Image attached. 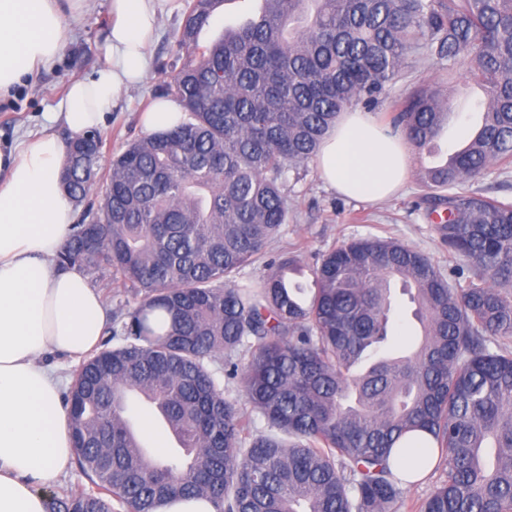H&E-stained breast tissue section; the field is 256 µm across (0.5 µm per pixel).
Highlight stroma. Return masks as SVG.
<instances>
[{
  "mask_svg": "<svg viewBox=\"0 0 512 512\" xmlns=\"http://www.w3.org/2000/svg\"><path fill=\"white\" fill-rule=\"evenodd\" d=\"M185 0H176L172 14L165 16L151 54L152 64L140 87L124 93L116 107L106 113L101 127L111 152H121L128 142L145 134L141 116L156 99L157 88L168 82L180 62L170 51L173 34L184 19ZM112 23L109 0H86L77 25L75 39L68 44L55 64L37 74L24 77L7 96L0 98V146L8 147L20 137L40 131L45 113L55 111L68 84L92 77L105 52V36ZM440 77L436 62L419 59L407 68L388 91V97L374 113L385 122L394 100L419 88H438ZM450 100L461 103L448 131L440 142L442 153L461 148L473 129L476 110L484 99L474 85L457 84L449 92ZM422 160L410 156V175L405 189L396 196L375 203L358 202L328 189L316 167H309L303 179L286 184L293 201V217L280 232V246L288 247L299 260L289 282L311 286L312 271L320 252L337 241L367 236L392 237L418 248L441 267H448V249L435 229V215L422 183Z\"/></svg>",
  "mask_w": 512,
  "mask_h": 512,
  "instance_id": "1",
  "label": "stroma"
}]
</instances>
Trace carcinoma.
I'll return each mask as SVG.
<instances>
[{
  "label": "carcinoma",
  "mask_w": 512,
  "mask_h": 512,
  "mask_svg": "<svg viewBox=\"0 0 512 512\" xmlns=\"http://www.w3.org/2000/svg\"><path fill=\"white\" fill-rule=\"evenodd\" d=\"M222 2L187 0L174 36L185 62L159 93L186 120L112 156L108 189L56 256L107 274L133 306L124 343L74 372L65 407L89 486L51 494L49 512L190 498L218 512H392V453L418 431L444 465L420 512H512V200L472 188L492 169L512 177V0H265L260 19L202 46ZM418 56L485 95L467 143L423 167L444 212L435 231L461 267L446 275L366 237L325 250L312 288L288 287L287 252L245 277L292 214L286 174L307 170L339 113L376 109ZM452 111L419 89L388 125L428 156ZM85 138L62 171L76 203L103 158L74 151ZM393 281L420 328L401 350L389 348ZM146 404L178 444L164 459L131 430Z\"/></svg>",
  "instance_id": "cac0c4a2"
}]
</instances>
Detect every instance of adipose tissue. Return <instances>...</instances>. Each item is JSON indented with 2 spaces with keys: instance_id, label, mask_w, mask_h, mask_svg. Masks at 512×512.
Segmentation results:
<instances>
[{
  "instance_id": "adipose-tissue-1",
  "label": "adipose tissue",
  "mask_w": 512,
  "mask_h": 512,
  "mask_svg": "<svg viewBox=\"0 0 512 512\" xmlns=\"http://www.w3.org/2000/svg\"><path fill=\"white\" fill-rule=\"evenodd\" d=\"M83 0H0V92L54 64L74 39ZM171 0H111L105 62L71 82L41 132L0 152V512H47L48 489L71 467L68 414L49 353L82 358L100 343L101 294L53 260L74 222L60 180L64 147L54 131L100 127L124 90L142 83ZM320 177L341 195L374 201L408 175L402 137L369 112L341 113L316 156Z\"/></svg>"
}]
</instances>
